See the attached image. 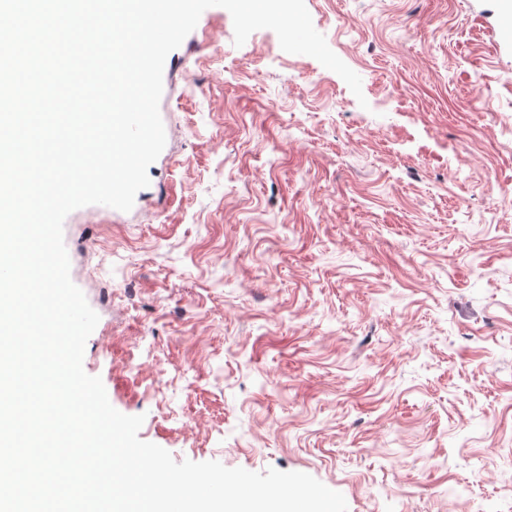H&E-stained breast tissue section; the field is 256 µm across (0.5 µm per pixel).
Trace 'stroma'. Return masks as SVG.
<instances>
[{
	"label": "stroma",
	"mask_w": 512,
	"mask_h": 512,
	"mask_svg": "<svg viewBox=\"0 0 512 512\" xmlns=\"http://www.w3.org/2000/svg\"><path fill=\"white\" fill-rule=\"evenodd\" d=\"M305 4L362 97L206 9L149 186L64 221L83 368L176 461L303 472L348 512H512V25Z\"/></svg>",
	"instance_id": "obj_1"
}]
</instances>
